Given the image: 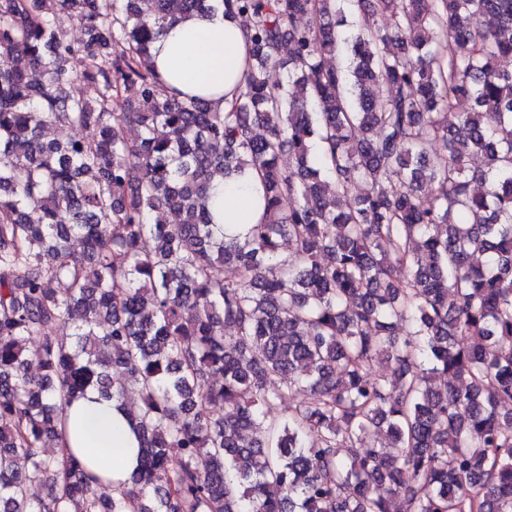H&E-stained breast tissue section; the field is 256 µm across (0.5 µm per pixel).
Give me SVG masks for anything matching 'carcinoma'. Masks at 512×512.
<instances>
[{
  "mask_svg": "<svg viewBox=\"0 0 512 512\" xmlns=\"http://www.w3.org/2000/svg\"><path fill=\"white\" fill-rule=\"evenodd\" d=\"M348 2L0 0V512H512V0ZM218 9L251 44L224 112L149 65ZM251 170L226 239L211 178ZM91 390L141 441L110 496L41 450Z\"/></svg>",
  "mask_w": 512,
  "mask_h": 512,
  "instance_id": "1",
  "label": "carcinoma"
}]
</instances>
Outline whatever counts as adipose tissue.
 <instances>
[{
    "label": "adipose tissue",
    "instance_id": "obj_1",
    "mask_svg": "<svg viewBox=\"0 0 512 512\" xmlns=\"http://www.w3.org/2000/svg\"><path fill=\"white\" fill-rule=\"evenodd\" d=\"M167 88L185 98H203L222 111L242 86L250 63V43L242 23L215 12L189 18L165 28L153 45L150 59ZM222 204L221 224H256L264 209L259 184L215 176ZM53 445L85 460L91 472L105 479L106 490L127 487L136 466L140 441L121 410L98 393L69 407L61 435Z\"/></svg>",
    "mask_w": 512,
    "mask_h": 512
}]
</instances>
